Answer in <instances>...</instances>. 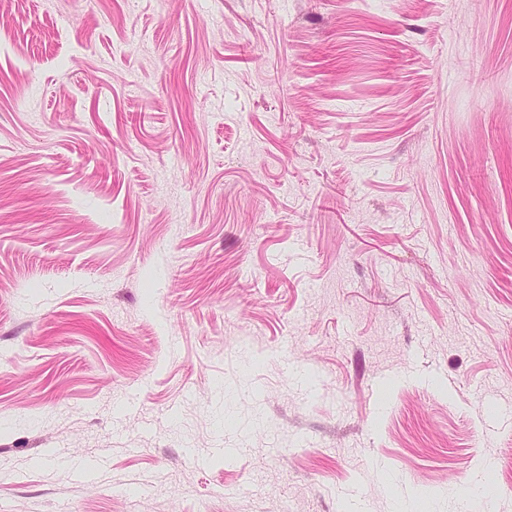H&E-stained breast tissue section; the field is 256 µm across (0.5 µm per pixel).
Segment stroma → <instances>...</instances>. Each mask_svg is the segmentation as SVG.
<instances>
[{
  "label": "stroma",
  "instance_id": "1",
  "mask_svg": "<svg viewBox=\"0 0 512 512\" xmlns=\"http://www.w3.org/2000/svg\"><path fill=\"white\" fill-rule=\"evenodd\" d=\"M0 512H512V0H0Z\"/></svg>",
  "mask_w": 512,
  "mask_h": 512
}]
</instances>
